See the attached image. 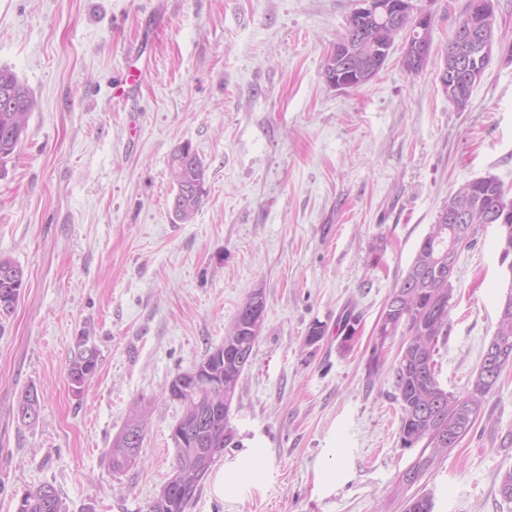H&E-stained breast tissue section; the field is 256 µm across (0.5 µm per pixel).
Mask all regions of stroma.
<instances>
[{"label": "stroma", "mask_w": 512, "mask_h": 512, "mask_svg": "<svg viewBox=\"0 0 512 512\" xmlns=\"http://www.w3.org/2000/svg\"><path fill=\"white\" fill-rule=\"evenodd\" d=\"M468 0L432 15L419 72L407 32L359 89L323 58L355 0H0V67L35 108L0 177V255L24 271L0 324V512L44 482L65 512H148L169 479L183 414L166 388L224 340L255 290L262 332L232 403V445L187 512H512V368L471 432L414 489L393 368L403 334L378 320L449 194L496 178L512 200V0L465 108L440 83ZM143 84L113 92L135 66ZM190 143L206 194L174 222L170 160ZM496 226L458 255L438 380L468 389L504 297ZM322 336L309 343L312 328ZM98 350L82 392L67 377L80 337ZM35 389L39 415L17 419ZM149 407L140 460L106 454L135 400Z\"/></svg>", "instance_id": "35a3bbf8"}]
</instances>
